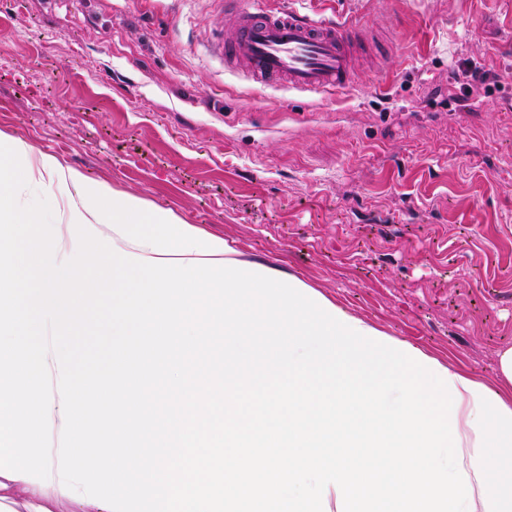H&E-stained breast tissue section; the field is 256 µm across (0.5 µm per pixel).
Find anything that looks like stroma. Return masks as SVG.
<instances>
[{
    "instance_id": "obj_1",
    "label": "stroma",
    "mask_w": 512,
    "mask_h": 512,
    "mask_svg": "<svg viewBox=\"0 0 512 512\" xmlns=\"http://www.w3.org/2000/svg\"><path fill=\"white\" fill-rule=\"evenodd\" d=\"M361 26L348 90L246 81L223 0H0V131L238 241L486 383L512 346V0H269ZM491 92L455 98L463 61Z\"/></svg>"
}]
</instances>
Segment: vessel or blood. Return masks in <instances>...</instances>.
Listing matches in <instances>:
<instances>
[{"label":"vessel or blood","instance_id":"1","mask_svg":"<svg viewBox=\"0 0 512 512\" xmlns=\"http://www.w3.org/2000/svg\"><path fill=\"white\" fill-rule=\"evenodd\" d=\"M212 48L227 69L246 79L299 93L348 86L354 59L363 50L355 28L272 9L266 0H226Z\"/></svg>","mask_w":512,"mask_h":512}]
</instances>
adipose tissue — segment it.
I'll list each match as a JSON object with an SVG mask.
<instances>
[{"label": "adipose tissue", "mask_w": 512, "mask_h": 512, "mask_svg": "<svg viewBox=\"0 0 512 512\" xmlns=\"http://www.w3.org/2000/svg\"><path fill=\"white\" fill-rule=\"evenodd\" d=\"M70 190L59 196L63 219L69 202L122 250L145 257L244 260L235 240L190 224L174 210L124 192L66 166ZM462 396L457 431L464 454L463 468L473 487L476 512H512V347L497 356L495 385L449 367ZM0 512H102L97 504L75 501L59 486H40L0 476Z\"/></svg>", "instance_id": "ef3b65f1"}]
</instances>
